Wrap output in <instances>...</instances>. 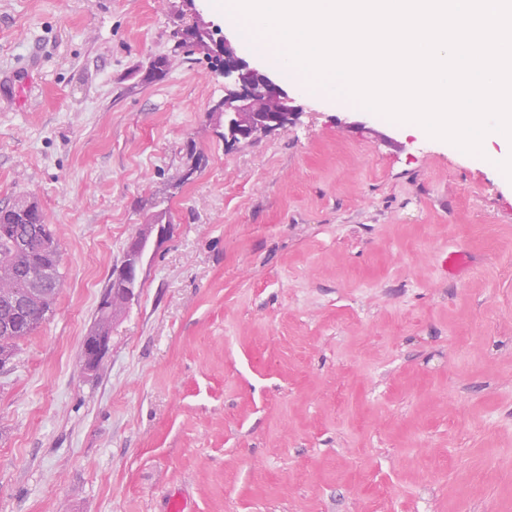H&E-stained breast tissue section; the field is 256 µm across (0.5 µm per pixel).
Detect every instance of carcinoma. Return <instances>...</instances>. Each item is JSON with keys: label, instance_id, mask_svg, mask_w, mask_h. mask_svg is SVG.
<instances>
[{"label": "carcinoma", "instance_id": "1", "mask_svg": "<svg viewBox=\"0 0 512 512\" xmlns=\"http://www.w3.org/2000/svg\"><path fill=\"white\" fill-rule=\"evenodd\" d=\"M58 242L44 220L28 225L24 217L6 206L0 208V286L27 277L28 302L0 311V365L10 360L20 344L32 336L54 311L61 280ZM104 305L98 307L96 329L112 324L124 298L107 285Z\"/></svg>", "mask_w": 512, "mask_h": 512}]
</instances>
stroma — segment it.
I'll return each mask as SVG.
<instances>
[{
	"label": "stroma",
	"instance_id": "stroma-1",
	"mask_svg": "<svg viewBox=\"0 0 512 512\" xmlns=\"http://www.w3.org/2000/svg\"><path fill=\"white\" fill-rule=\"evenodd\" d=\"M187 23L181 0H0V206L36 201L62 254L0 368V512H512V181L293 83L292 127L225 146L206 54L147 78ZM170 224H145V228L130 244L125 259L120 266L117 275L113 279L115 288L124 290L129 302L135 299V286L140 285V273L147 251L153 247V253L167 239ZM156 231L152 239L153 232ZM108 299L104 300L105 307L98 306L97 319L94 329H107L112 324V317L116 309L121 310L124 305V298L119 293L112 294V274L106 290L103 294ZM111 332L110 329L108 336H98L96 333L86 336L83 343V354L92 359H104L110 349Z\"/></svg>",
	"mask_w": 512,
	"mask_h": 512
}]
</instances>
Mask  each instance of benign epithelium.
<instances>
[{"mask_svg": "<svg viewBox=\"0 0 512 512\" xmlns=\"http://www.w3.org/2000/svg\"><path fill=\"white\" fill-rule=\"evenodd\" d=\"M190 10L191 23L182 29L195 48L218 54L224 59L220 75L224 77V97L215 105L216 127L224 131V145L251 142L260 136L294 124L298 115L295 98L285 87L252 66L242 57L219 28L204 19L196 0H183ZM169 225L147 224L130 244L125 259L114 278V285L123 288L129 299L135 298V286L147 251L158 249L167 239ZM112 336L95 333L85 337L83 354L103 359L109 352Z\"/></svg>", "mask_w": 512, "mask_h": 512, "instance_id": "obj_1", "label": "benign epithelium"}]
</instances>
